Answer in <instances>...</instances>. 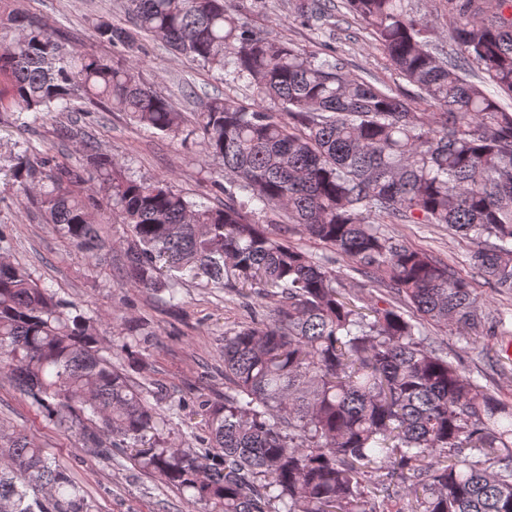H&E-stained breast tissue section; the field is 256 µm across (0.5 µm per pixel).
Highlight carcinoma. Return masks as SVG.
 Returning a JSON list of instances; mask_svg holds the SVG:
<instances>
[{
    "mask_svg": "<svg viewBox=\"0 0 512 512\" xmlns=\"http://www.w3.org/2000/svg\"><path fill=\"white\" fill-rule=\"evenodd\" d=\"M411 2L342 0L416 87L407 100L350 74L336 51L255 31L224 0H125L130 28L101 20L100 41L133 50V32L159 37L255 88L250 104L208 98L189 130L134 66L66 51L31 20L12 34L17 15L0 23L1 110L34 124L81 97L113 104L173 141L199 135L232 175L213 181L224 204L210 207L88 145L79 164L17 163L12 177L61 238L93 258L103 211L127 228L123 281L169 306L181 283L203 278L276 298L224 332V397L196 401L204 435L184 448L172 434L188 403L162 410L130 376L147 323L107 340L77 304L1 258L0 370L89 455L127 454L206 512H512V406L425 334L462 326L474 345L505 324L474 280L512 293V108L501 101L512 99V0H446L449 52ZM293 8L322 31L336 4ZM400 223L469 240V275L382 228ZM341 260L364 281L336 270ZM349 282L377 293L351 294ZM0 512L88 507L48 450L19 437L0 448Z\"/></svg>",
    "mask_w": 512,
    "mask_h": 512,
    "instance_id": "1",
    "label": "carcinoma"
}]
</instances>
